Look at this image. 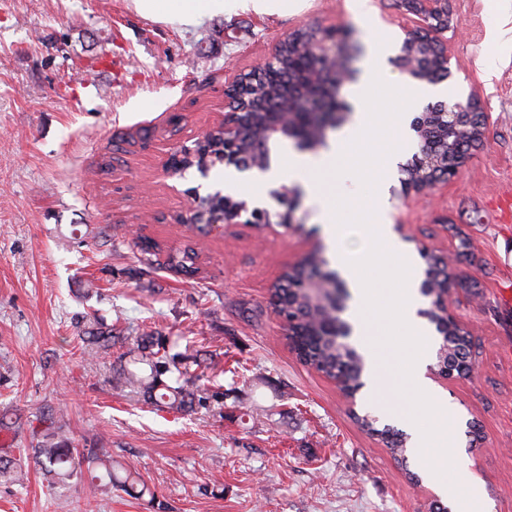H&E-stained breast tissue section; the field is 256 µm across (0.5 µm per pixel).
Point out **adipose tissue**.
I'll use <instances>...</instances> for the list:
<instances>
[{"label": "adipose tissue", "instance_id": "1", "mask_svg": "<svg viewBox=\"0 0 512 512\" xmlns=\"http://www.w3.org/2000/svg\"><path fill=\"white\" fill-rule=\"evenodd\" d=\"M227 1L242 12L279 15L300 9L303 4V0H137L144 12L181 24L197 22Z\"/></svg>", "mask_w": 512, "mask_h": 512}]
</instances>
